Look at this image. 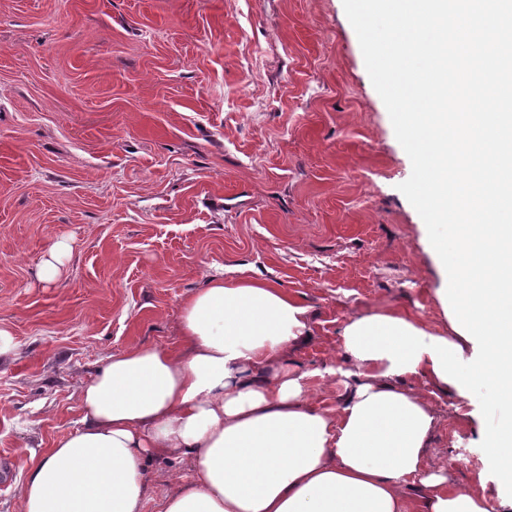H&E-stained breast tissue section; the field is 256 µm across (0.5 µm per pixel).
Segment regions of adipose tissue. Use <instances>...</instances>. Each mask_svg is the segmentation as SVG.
<instances>
[{
	"instance_id": "adipose-tissue-1",
	"label": "adipose tissue",
	"mask_w": 512,
	"mask_h": 512,
	"mask_svg": "<svg viewBox=\"0 0 512 512\" xmlns=\"http://www.w3.org/2000/svg\"><path fill=\"white\" fill-rule=\"evenodd\" d=\"M310 334L279 286L207 275L181 305L180 349L130 346L81 387L79 427L28 457L17 512H143L151 466L171 455L190 468L159 512H491L428 466L436 410L389 358L326 367L346 400L312 404L287 358Z\"/></svg>"
}]
</instances>
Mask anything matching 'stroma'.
<instances>
[{
	"instance_id": "obj_1",
	"label": "stroma",
	"mask_w": 512,
	"mask_h": 512,
	"mask_svg": "<svg viewBox=\"0 0 512 512\" xmlns=\"http://www.w3.org/2000/svg\"><path fill=\"white\" fill-rule=\"evenodd\" d=\"M412 172L342 0H0V512L22 465L77 428L78 391L132 345L180 346V306L215 272L309 309L288 357L311 398L346 392L353 316L452 335ZM67 239L60 279L38 277ZM432 394L428 450L498 502L467 389Z\"/></svg>"
}]
</instances>
